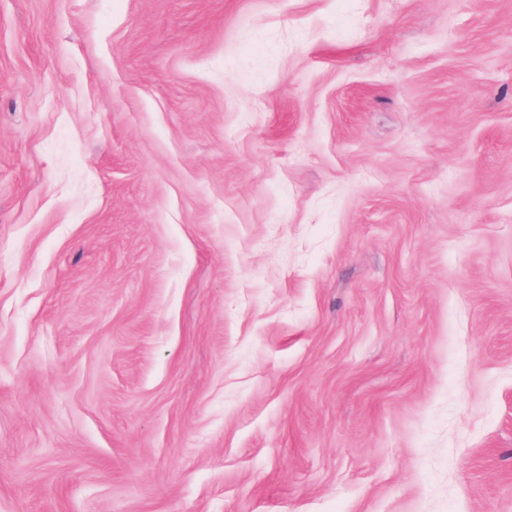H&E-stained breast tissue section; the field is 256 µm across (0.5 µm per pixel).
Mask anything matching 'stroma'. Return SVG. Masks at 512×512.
<instances>
[{
  "mask_svg": "<svg viewBox=\"0 0 512 512\" xmlns=\"http://www.w3.org/2000/svg\"><path fill=\"white\" fill-rule=\"evenodd\" d=\"M0 512H512V0H0Z\"/></svg>",
  "mask_w": 512,
  "mask_h": 512,
  "instance_id": "1",
  "label": "stroma"
}]
</instances>
